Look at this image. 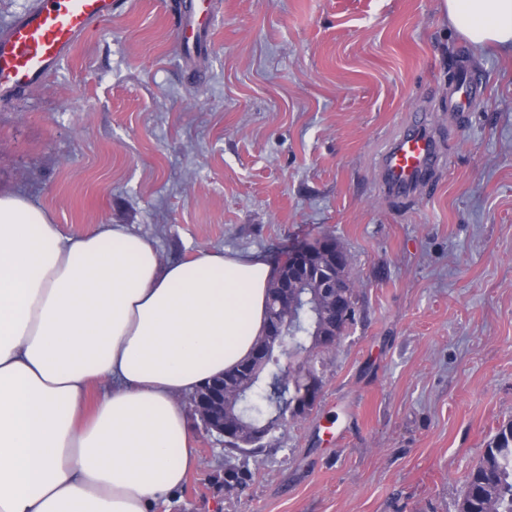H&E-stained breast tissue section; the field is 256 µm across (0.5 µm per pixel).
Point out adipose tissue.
<instances>
[{
  "instance_id": "ef3b65f1",
  "label": "adipose tissue",
  "mask_w": 512,
  "mask_h": 512,
  "mask_svg": "<svg viewBox=\"0 0 512 512\" xmlns=\"http://www.w3.org/2000/svg\"><path fill=\"white\" fill-rule=\"evenodd\" d=\"M512 52V0H443ZM274 270L201 249L166 262L123 224L62 237L0 191V512H151L197 462L184 398L247 358Z\"/></svg>"
}]
</instances>
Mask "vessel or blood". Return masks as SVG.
I'll list each match as a JSON object with an SVG mask.
<instances>
[{
    "instance_id": "b4317fda",
    "label": "vessel or blood",
    "mask_w": 512,
    "mask_h": 512,
    "mask_svg": "<svg viewBox=\"0 0 512 512\" xmlns=\"http://www.w3.org/2000/svg\"><path fill=\"white\" fill-rule=\"evenodd\" d=\"M114 0H36L33 8L0 31V94L23 91L44 79L69 57L79 37L93 23L111 17ZM213 0H188L176 27L182 44L196 40L199 22L207 21ZM478 77L462 72L452 87L455 107L479 93ZM430 130L419 127L395 140L382 165L385 186L398 193L415 189L437 160Z\"/></svg>"
}]
</instances>
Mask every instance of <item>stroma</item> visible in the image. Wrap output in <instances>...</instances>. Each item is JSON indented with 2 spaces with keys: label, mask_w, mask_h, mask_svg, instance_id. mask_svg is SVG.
Segmentation results:
<instances>
[{
  "label": "stroma",
  "mask_w": 512,
  "mask_h": 512,
  "mask_svg": "<svg viewBox=\"0 0 512 512\" xmlns=\"http://www.w3.org/2000/svg\"><path fill=\"white\" fill-rule=\"evenodd\" d=\"M179 0H115L72 55L0 98V190L62 235L125 224L167 261L199 249L271 263L333 233L357 322L324 358L307 418L226 489L223 443L154 512H457L467 472L512 420V55L469 45L442 0H220L204 58ZM484 80L448 105L458 66ZM436 176L385 190L415 123Z\"/></svg>",
  "instance_id": "stroma-1"
}]
</instances>
